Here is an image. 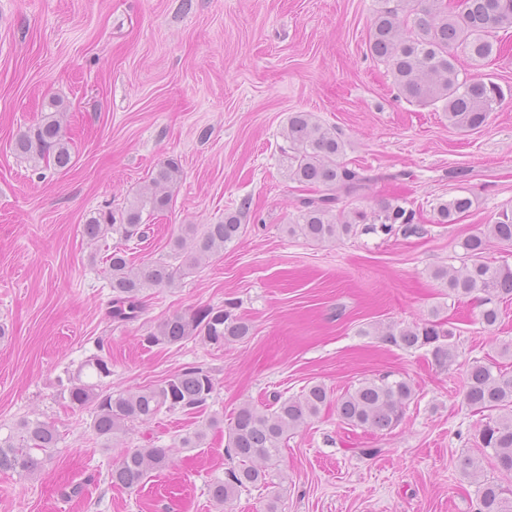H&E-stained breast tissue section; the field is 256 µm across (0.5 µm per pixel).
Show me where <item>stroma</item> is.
<instances>
[{
  "instance_id": "obj_1",
  "label": "stroma",
  "mask_w": 512,
  "mask_h": 512,
  "mask_svg": "<svg viewBox=\"0 0 512 512\" xmlns=\"http://www.w3.org/2000/svg\"><path fill=\"white\" fill-rule=\"evenodd\" d=\"M377 0H0V433L23 420L59 439L38 472L0 471V512H476L462 474L475 459L501 479L479 444L484 424L463 401L473 360L512 375V300L488 327L475 301L448 297L433 268L460 266L462 240L512 210V96L478 130L449 126L441 111L399 98L389 66L367 46ZM491 62L461 58L462 76L512 87V32ZM63 100L72 165L33 167L12 151L39 124L49 97ZM336 128L344 160L370 179L341 210L405 203L421 235H355L335 242L289 236L300 191L280 165L289 113ZM181 178L150 220L136 263L175 260L172 286L146 289L139 319L110 316L103 257L89 242L93 213L124 206L164 163ZM473 207L440 224L438 201ZM239 213L241 233L198 265L173 258L180 225ZM232 300L252 326L217 347L203 340L152 346L146 336L175 314ZM439 318L455 330L456 361L403 350L370 333ZM110 359L104 388L159 383L187 366L211 372L209 414L221 419L201 447L178 439L196 418L162 414L104 446L90 410H71L62 383L90 357ZM414 398L398 426L366 431L328 408L289 435L280 490L255 485L215 507L208 485L226 478L223 423L239 404L270 403L320 382L339 396L385 373ZM162 446L170 467L133 490L110 474L126 448ZM81 495L68 496L72 486Z\"/></svg>"
}]
</instances>
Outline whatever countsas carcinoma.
<instances>
[{"instance_id": "carcinoma-1", "label": "carcinoma", "mask_w": 512, "mask_h": 512, "mask_svg": "<svg viewBox=\"0 0 512 512\" xmlns=\"http://www.w3.org/2000/svg\"><path fill=\"white\" fill-rule=\"evenodd\" d=\"M369 36L370 54L389 65L400 97L418 106L442 104L448 123L459 130L480 128L505 93L495 82L460 76L456 51L462 50L475 62L500 52V43L490 39L497 29H512V0H379ZM49 113L34 129L21 134L13 151L38 164L65 170L72 164L70 142L62 126L64 104L59 98L48 101ZM283 137L282 164L289 182L308 193L300 200L298 214L287 225L291 236L317 242H333L345 236L399 232L405 237L420 234L415 212L399 204H385L377 211H336L340 197L360 196L368 180L342 161L345 142L336 129L320 123L309 112H293L288 117ZM180 176L179 166L169 162L161 166L146 191L116 214L92 217L84 224V233L97 239L112 229V251L105 255L112 289L111 317L121 322L139 318L143 311L144 290L172 285L180 269L167 261L147 262L139 267L128 258V243L144 234L145 221L163 211L170 202V187ZM473 200L464 195L437 203L434 210L440 224H455L472 208ZM236 213L224 215L219 224H207L198 230L195 224H183L172 243L175 253L187 245L203 256L219 252L234 242L240 233ZM495 240L512 245V215L503 212L486 230L463 240L466 262L458 269L438 266L431 277L457 299L478 295L482 323L493 326L500 317L499 303L512 299V266L492 265L481 260L488 243ZM251 326L235 313V305L207 307L190 315L164 319L155 332L146 337L151 345L177 344L201 337L212 345L242 340ZM384 341L405 350L429 349L434 361L451 365L455 358V334L441 320L400 329L377 328ZM98 380L112 374L111 364L102 356L89 359ZM97 384L84 383L74 376L63 391L72 409L93 405L92 427L105 442L118 440L128 424L145 422L162 413L203 414L215 391L211 373L199 366L185 367L158 384L119 393H98ZM413 394L410 383L392 374L365 379L336 398V414L347 425L372 431L396 427L403 419ZM463 399L478 413H488L481 431V445L491 451L499 469L512 476V376L490 363L475 361L467 370ZM330 404L328 389L321 383L304 388L297 396L276 399L273 407L259 408L242 404L227 428V454L237 462L227 479L210 484L211 498L222 505L249 487L272 484L280 478L278 463L288 433L318 416ZM219 420L212 415L179 438V447L198 448L208 430ZM54 426L39 420H25L17 433L0 437V470L20 475L38 469L35 452L46 456L57 448ZM170 460L167 448H127L112 469L111 482L128 489L138 487L149 475L165 467ZM464 475L476 485L478 512H512V488L497 481L479 480L477 465L463 460Z\"/></svg>"}]
</instances>
